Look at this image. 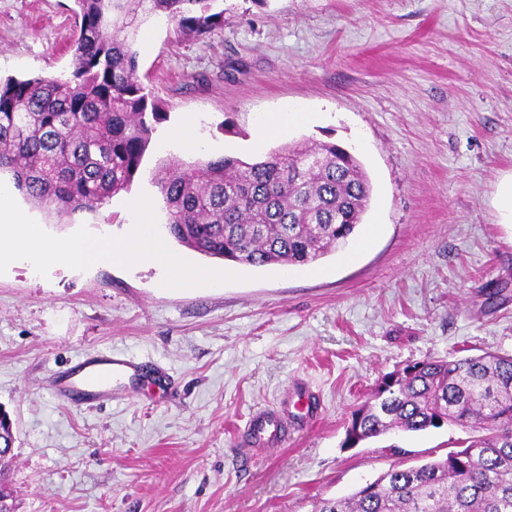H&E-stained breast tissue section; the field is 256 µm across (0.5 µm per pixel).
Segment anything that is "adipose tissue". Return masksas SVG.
I'll return each instance as SVG.
<instances>
[{
	"label": "adipose tissue",
	"mask_w": 512,
	"mask_h": 512,
	"mask_svg": "<svg viewBox=\"0 0 512 512\" xmlns=\"http://www.w3.org/2000/svg\"><path fill=\"white\" fill-rule=\"evenodd\" d=\"M126 206L134 223L124 239H53L45 235L42 225L32 222L27 213L14 205L11 186L0 182V242L8 244L10 258L42 267H80L96 261L149 264L163 271L165 283L171 287H191L204 280V273L187 265L150 233L156 209L153 198L132 197Z\"/></svg>",
	"instance_id": "obj_1"
}]
</instances>
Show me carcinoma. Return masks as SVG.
Instances as JSON below:
<instances>
[{
  "instance_id": "carcinoma-1",
  "label": "carcinoma",
  "mask_w": 512,
  "mask_h": 512,
  "mask_svg": "<svg viewBox=\"0 0 512 512\" xmlns=\"http://www.w3.org/2000/svg\"><path fill=\"white\" fill-rule=\"evenodd\" d=\"M214 0H75L68 75L0 79V172L58 216L101 208L140 172L167 119L138 74L135 36L154 15L202 36ZM181 245L242 265H306L345 245L371 195L361 162L334 143L286 144L254 162L162 163L152 174ZM445 424L484 434L443 459L392 469L315 512H512V354L430 357L385 377L353 411L343 445ZM3 449L13 444L0 406ZM0 466V512H14Z\"/></svg>"
}]
</instances>
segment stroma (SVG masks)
<instances>
[{
    "instance_id": "1",
    "label": "stroma",
    "mask_w": 512,
    "mask_h": 512,
    "mask_svg": "<svg viewBox=\"0 0 512 512\" xmlns=\"http://www.w3.org/2000/svg\"><path fill=\"white\" fill-rule=\"evenodd\" d=\"M74 0H0V77L69 70ZM203 37L151 18L139 73L168 114L125 195L63 217L15 193L50 237L124 235L127 196L158 195L163 161L251 162L333 142L371 203L349 243L307 266L208 258L155 230L219 287L163 286L151 266L0 265V406L16 437V512H314L394 467L473 436L446 425L343 447L382 378L431 356L512 353V229L489 205L512 169V0H215ZM324 113L258 141L266 116ZM195 118L204 148L168 134ZM505 290L497 298L488 292ZM97 354L133 361L113 397L68 402L55 376ZM288 413L286 445L253 449L250 417Z\"/></svg>"
}]
</instances>
